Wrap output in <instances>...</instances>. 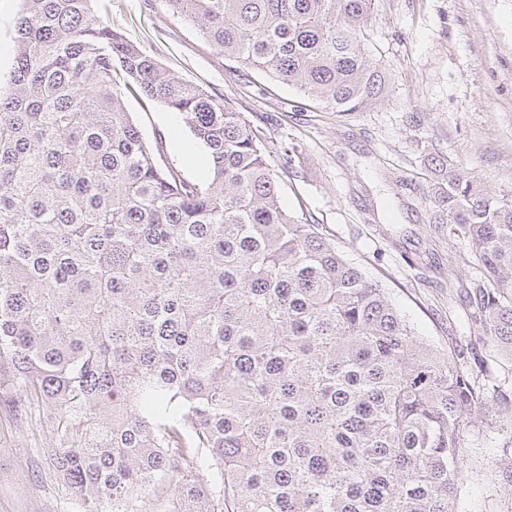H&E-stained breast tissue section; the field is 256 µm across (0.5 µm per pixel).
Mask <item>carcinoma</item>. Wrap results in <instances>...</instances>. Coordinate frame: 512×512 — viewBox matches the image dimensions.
I'll return each mask as SVG.
<instances>
[{
    "instance_id": "cac0c4a2",
    "label": "carcinoma",
    "mask_w": 512,
    "mask_h": 512,
    "mask_svg": "<svg viewBox=\"0 0 512 512\" xmlns=\"http://www.w3.org/2000/svg\"><path fill=\"white\" fill-rule=\"evenodd\" d=\"M97 2L23 0L0 90V408L43 411L74 512H469L465 434L512 407L509 376L416 335L283 209L244 113L164 71ZM164 2L334 112L387 91L375 0ZM124 89L181 117L207 176L157 160ZM429 201L468 243L448 263L477 262V328L512 365V198L445 159Z\"/></svg>"
}]
</instances>
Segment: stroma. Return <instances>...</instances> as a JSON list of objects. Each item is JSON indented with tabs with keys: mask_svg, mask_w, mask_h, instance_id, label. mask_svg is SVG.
Listing matches in <instances>:
<instances>
[{
	"mask_svg": "<svg viewBox=\"0 0 512 512\" xmlns=\"http://www.w3.org/2000/svg\"><path fill=\"white\" fill-rule=\"evenodd\" d=\"M106 20L171 75L214 88L245 113L273 149L283 206L321 224L419 335L444 352L472 349L478 369L494 366L474 335L476 272L448 264L449 249L468 245L431 224L424 195L436 154L512 196V0H375L369 54L388 89L378 105L348 115L306 105L296 88L225 59L164 0H112ZM125 106L163 160L202 174L206 158L192 156L178 114L132 93ZM49 438L36 418L0 409V512H72L42 453ZM511 439L484 422L467 435L471 512H512L491 465Z\"/></svg>",
	"mask_w": 512,
	"mask_h": 512,
	"instance_id": "obj_1",
	"label": "stroma"
}]
</instances>
